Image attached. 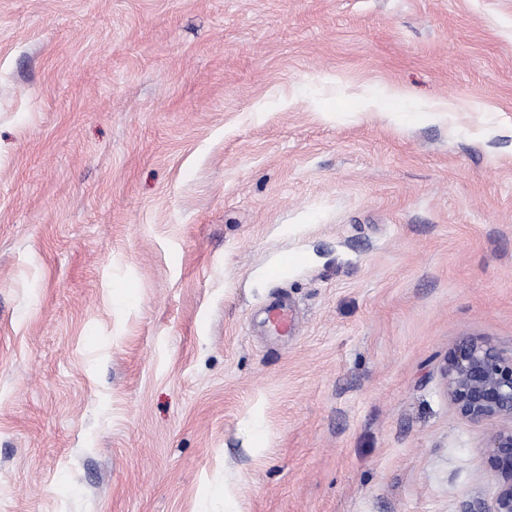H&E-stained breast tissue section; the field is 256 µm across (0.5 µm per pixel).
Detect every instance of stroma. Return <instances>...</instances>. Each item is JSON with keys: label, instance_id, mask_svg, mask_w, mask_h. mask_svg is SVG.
Here are the masks:
<instances>
[{"label": "stroma", "instance_id": "obj_1", "mask_svg": "<svg viewBox=\"0 0 512 512\" xmlns=\"http://www.w3.org/2000/svg\"><path fill=\"white\" fill-rule=\"evenodd\" d=\"M465 341L512 354V0H0V512H461ZM269 319L272 329L277 333H292L297 326L296 317L286 304L272 306L269 311Z\"/></svg>", "mask_w": 512, "mask_h": 512}]
</instances>
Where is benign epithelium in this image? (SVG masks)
<instances>
[{"instance_id":"obj_1","label":"benign epithelium","mask_w":512,"mask_h":512,"mask_svg":"<svg viewBox=\"0 0 512 512\" xmlns=\"http://www.w3.org/2000/svg\"><path fill=\"white\" fill-rule=\"evenodd\" d=\"M444 379L448 399L462 417L506 423L489 447L490 465L505 482L490 500L468 503L462 512H512V356L465 341L448 353Z\"/></svg>"}]
</instances>
